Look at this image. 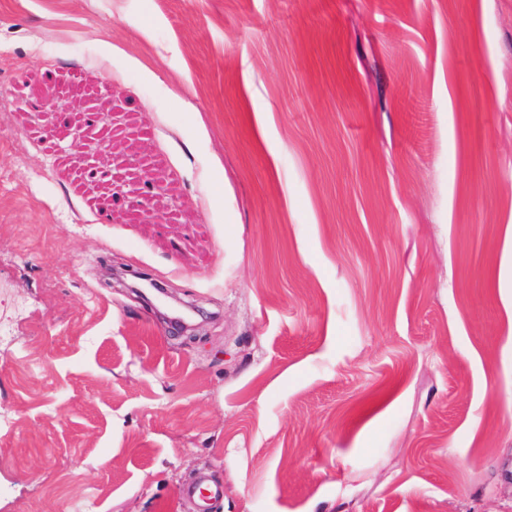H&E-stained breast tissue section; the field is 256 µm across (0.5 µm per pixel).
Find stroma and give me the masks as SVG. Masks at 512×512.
Masks as SVG:
<instances>
[{
    "instance_id": "obj_1",
    "label": "stroma",
    "mask_w": 512,
    "mask_h": 512,
    "mask_svg": "<svg viewBox=\"0 0 512 512\" xmlns=\"http://www.w3.org/2000/svg\"><path fill=\"white\" fill-rule=\"evenodd\" d=\"M0 102V512H512V0H0ZM123 112H119L112 106V99L107 98L105 104L92 112H84L74 121H68L65 126L67 136L71 137L70 148H74L80 155L83 165L79 175L86 181L97 187L109 190L114 189L119 183L125 187L128 197L133 198L146 223H152L159 219V214L154 210V197L161 194L160 185L145 174L129 176L114 172V170L102 161L101 131L112 129L121 125ZM100 125H104L96 131Z\"/></svg>"
}]
</instances>
